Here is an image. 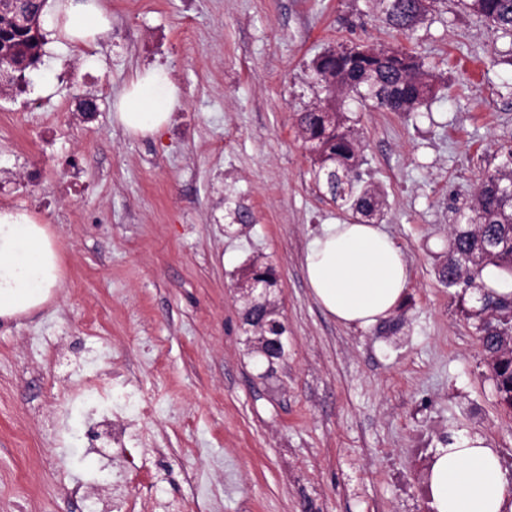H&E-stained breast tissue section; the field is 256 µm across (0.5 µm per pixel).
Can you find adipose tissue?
I'll return each instance as SVG.
<instances>
[{"label":"adipose tissue","mask_w":512,"mask_h":512,"mask_svg":"<svg viewBox=\"0 0 512 512\" xmlns=\"http://www.w3.org/2000/svg\"><path fill=\"white\" fill-rule=\"evenodd\" d=\"M56 43L88 46L110 25L101 0H52ZM179 91L161 68L135 71L116 105L127 134L153 136L170 123ZM303 270L316 303L337 323L372 329L400 305L410 269L390 236L374 224H326L305 251ZM60 282L55 241L32 213L0 208V319L44 304ZM428 487L433 512H512V479L482 435L438 449Z\"/></svg>","instance_id":"obj_1"}]
</instances>
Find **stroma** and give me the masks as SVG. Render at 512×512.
I'll return each instance as SVG.
<instances>
[{"instance_id": "obj_1", "label": "stroma", "mask_w": 512, "mask_h": 512, "mask_svg": "<svg viewBox=\"0 0 512 512\" xmlns=\"http://www.w3.org/2000/svg\"><path fill=\"white\" fill-rule=\"evenodd\" d=\"M90 47L44 43L0 93V206L45 221L61 286L0 319V512H432L436 448L478 432L512 473V408L482 318L438 278L486 171L512 147V31L436 0L410 34L376 0H103ZM412 53L433 77L418 110L336 104L363 146V181L411 283L392 336L345 327L302 267L323 225L350 221L311 174L299 113L324 97L321 54ZM180 91L159 135H127L115 104L136 70ZM96 98L85 118L73 100ZM244 207L252 224H232ZM278 277L286 359L261 378L238 285ZM131 392L126 445L92 421L88 384Z\"/></svg>"}]
</instances>
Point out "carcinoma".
Segmentation results:
<instances>
[{
    "label": "carcinoma",
    "mask_w": 512,
    "mask_h": 512,
    "mask_svg": "<svg viewBox=\"0 0 512 512\" xmlns=\"http://www.w3.org/2000/svg\"><path fill=\"white\" fill-rule=\"evenodd\" d=\"M390 25L409 30L424 16L434 0H380ZM463 8L503 30L512 29V0H460ZM43 35L24 40L9 37L0 43V69L8 68L34 51L41 56ZM317 82L327 92L326 105L302 112L298 117L299 135L310 147L312 172L316 182L327 188L333 201L350 205L355 220L366 223L383 214L378 188L360 183L356 173L362 144L345 127L342 113L333 105V93L344 89L359 98L371 99L390 112H413L433 94L429 74L408 52L370 46L343 47L322 55L314 62ZM512 182V150L509 160L485 174L470 207L465 227L457 229L449 245L448 259L439 277L449 287L465 293L476 286L475 279L489 264L512 272V196L502 191ZM272 280L267 295L258 300L246 294L243 317L250 319L253 336H274L285 330L277 318L275 287ZM481 332L486 347L495 355L494 376L502 401L512 408V353L504 341L512 337V315L492 316L483 322Z\"/></svg>",
    "instance_id": "obj_1"
}]
</instances>
